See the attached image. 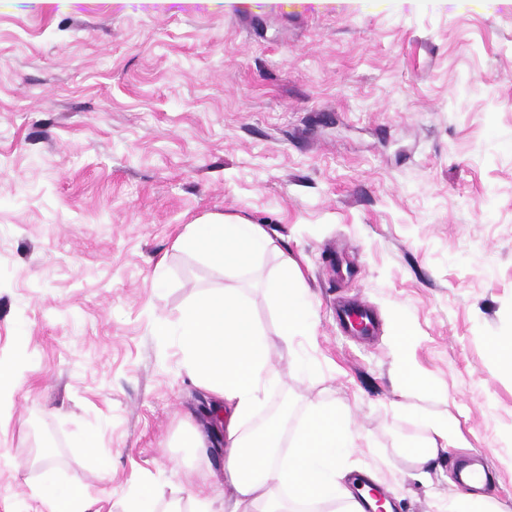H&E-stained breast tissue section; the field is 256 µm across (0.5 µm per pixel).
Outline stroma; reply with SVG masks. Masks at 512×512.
<instances>
[{
  "instance_id": "1",
  "label": "stroma",
  "mask_w": 512,
  "mask_h": 512,
  "mask_svg": "<svg viewBox=\"0 0 512 512\" xmlns=\"http://www.w3.org/2000/svg\"><path fill=\"white\" fill-rule=\"evenodd\" d=\"M212 214L276 244L246 297L282 382L251 427L334 405L391 512H439L469 458L512 512V366L487 351L512 336V0H0V355L26 369L0 512H46L47 446L96 512L224 492L223 447L189 441L211 398L158 330L228 284L181 241ZM287 258L317 328L284 348ZM423 416L455 442L425 483ZM336 320L347 332L362 336H372L377 326L373 310L359 300L339 304Z\"/></svg>"
}]
</instances>
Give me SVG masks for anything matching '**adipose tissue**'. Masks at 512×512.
Here are the masks:
<instances>
[{
    "label": "adipose tissue",
    "instance_id": "obj_1",
    "mask_svg": "<svg viewBox=\"0 0 512 512\" xmlns=\"http://www.w3.org/2000/svg\"><path fill=\"white\" fill-rule=\"evenodd\" d=\"M188 246L205 251L225 274H241L258 251L272 247L271 237L256 224L232 216H212L190 225ZM279 311V341L309 335L315 326L302 273L283 263L273 288ZM163 335H176L181 363L188 375L213 398L214 410L226 418L224 483L232 490L224 512H364L346 484L342 459L359 447L346 410L333 406L313 410L293 440L284 428L270 422L261 433L246 430V422L278 381L269 360V341L255 323L240 289L206 291L182 312L176 325H160ZM35 495L47 512H88L89 502L79 488L46 480Z\"/></svg>",
    "mask_w": 512,
    "mask_h": 512
}]
</instances>
